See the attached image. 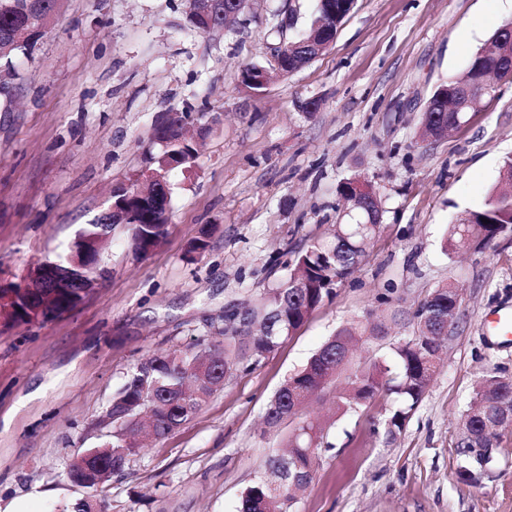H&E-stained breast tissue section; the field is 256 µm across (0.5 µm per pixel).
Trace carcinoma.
<instances>
[{
    "label": "carcinoma",
    "mask_w": 512,
    "mask_h": 512,
    "mask_svg": "<svg viewBox=\"0 0 512 512\" xmlns=\"http://www.w3.org/2000/svg\"><path fill=\"white\" fill-rule=\"evenodd\" d=\"M59 0H0V68L13 69V58L30 52L35 44L11 42L20 29L37 33L47 28L58 13ZM337 0H315L310 25L319 21L335 22L329 10ZM491 68H502L500 60L480 51L469 61L466 75L477 78ZM430 123L441 126L458 121V113L441 112L437 107L425 113ZM160 153L149 158L148 170L161 177L155 195L145 204H134L127 220L133 249L158 245L168 233V213L172 196L170 174L189 170L195 163L199 146L174 131L155 130ZM377 225L365 221L336 225L330 237L315 240L295 254L288 274L261 300L250 308L253 334L228 326L212 337L199 338L190 350H163L136 365L112 398V435L98 448H88L70 464L67 476H73L80 460L92 453L108 458L98 487H105L112 476L122 474L132 456L144 450L143 441L155 442L194 418L207 400L224 386L226 377L249 371L293 336L309 315L325 300L336 295L338 282L351 275L366 254ZM512 229V156L502 161L500 181L485 202L466 212L451 227L445 250L455 252L472 245L485 246L498 235ZM110 231V217L101 215L83 229L93 240L102 231ZM453 286L435 289L412 313L418 342L391 347V357L375 358L349 378L336 396V409L348 412L373 404L388 394L397 396L399 404L384 421L383 435L391 442L404 429L428 389L440 362L441 344L436 338L442 326L439 315L452 307ZM36 304L21 302L5 316L4 326L12 328L35 322ZM358 324L340 328L310 358L306 366L290 376L269 401L264 424L269 433L280 430L283 419L297 415L303 404L321 392L341 366L353 347L364 336ZM512 414V379L491 375L474 391L469 407L462 416V432L457 443L460 457L458 478L475 480L480 457L486 448L496 447L495 420ZM286 452L274 455L268 467L241 494L238 512H289L296 495L313 480L318 457L333 449L325 424L304 418L285 443Z\"/></svg>",
    "instance_id": "obj_1"
}]
</instances>
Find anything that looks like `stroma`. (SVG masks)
<instances>
[{
  "label": "stroma",
  "mask_w": 512,
  "mask_h": 512,
  "mask_svg": "<svg viewBox=\"0 0 512 512\" xmlns=\"http://www.w3.org/2000/svg\"><path fill=\"white\" fill-rule=\"evenodd\" d=\"M185 0H62L48 34L13 59L0 84V284L22 282L75 234L156 152L166 112L203 113L194 168L175 173L168 235L136 254L113 226L103 273L74 310L44 323L0 327V502L58 512L83 496L73 459L102 444L99 423L130 369L156 350L187 349L259 299L308 240L351 222L348 180L379 194L381 221L355 273L255 369L226 380L201 411L132 459L98 492L108 512H237L242 491L292 429L260 430L265 408L339 328L384 323L369 346L388 356L435 288L462 292L446 357L405 428L376 434L385 411L335 412L350 361L305 408L329 429L311 486L290 512H512V428L469 484L457 476L461 418L483 375L512 378V344L486 332L512 306V232L453 253L448 227L481 205L512 156V78L445 138L421 136L434 91L462 76L473 52L512 24V0H356L331 48L274 78L261 93L239 82L265 62L271 14L314 0H251L252 22L198 34ZM315 99L319 107L307 112ZM213 226L203 254L189 242Z\"/></svg>",
  "instance_id": "stroma-1"
}]
</instances>
